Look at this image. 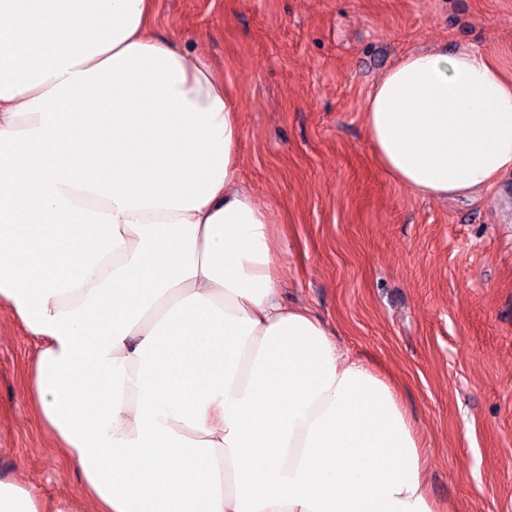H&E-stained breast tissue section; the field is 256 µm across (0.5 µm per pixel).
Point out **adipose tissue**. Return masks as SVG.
<instances>
[{
    "mask_svg": "<svg viewBox=\"0 0 512 512\" xmlns=\"http://www.w3.org/2000/svg\"><path fill=\"white\" fill-rule=\"evenodd\" d=\"M149 0H0V304L88 512H442L396 386L283 303L238 108ZM377 163L423 197L512 171V75L405 54L372 87ZM0 512H66L0 477Z\"/></svg>",
    "mask_w": 512,
    "mask_h": 512,
    "instance_id": "obj_1",
    "label": "adipose tissue"
}]
</instances>
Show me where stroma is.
<instances>
[{
	"mask_svg": "<svg viewBox=\"0 0 512 512\" xmlns=\"http://www.w3.org/2000/svg\"><path fill=\"white\" fill-rule=\"evenodd\" d=\"M151 35L205 56L239 105L243 184L285 246L286 303L399 389L450 512H512V173L438 200L375 161L378 78L411 50L484 53L512 72V0H151ZM36 342L0 311V475L83 512L80 477L32 418Z\"/></svg>",
	"mask_w": 512,
	"mask_h": 512,
	"instance_id": "stroma-1",
	"label": "stroma"
}]
</instances>
